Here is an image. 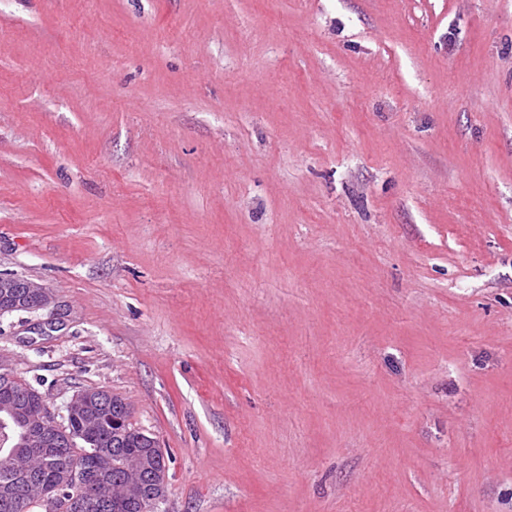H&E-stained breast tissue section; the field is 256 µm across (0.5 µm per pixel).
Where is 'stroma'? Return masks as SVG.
<instances>
[{
    "mask_svg": "<svg viewBox=\"0 0 512 512\" xmlns=\"http://www.w3.org/2000/svg\"><path fill=\"white\" fill-rule=\"evenodd\" d=\"M0 272L158 512H512V0H0ZM53 302L52 295L27 278L0 273V317L15 312H35Z\"/></svg>",
    "mask_w": 512,
    "mask_h": 512,
    "instance_id": "35a3bbf8",
    "label": "stroma"
}]
</instances>
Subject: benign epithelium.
Wrapping results in <instances>:
<instances>
[{"label":"benign epithelium","instance_id":"benign-epithelium-1","mask_svg":"<svg viewBox=\"0 0 512 512\" xmlns=\"http://www.w3.org/2000/svg\"><path fill=\"white\" fill-rule=\"evenodd\" d=\"M53 302L52 295L36 286L27 278L0 273V317L15 312H35L45 309ZM35 412L28 413L19 408H10L0 415V424L11 426L15 433L14 447L22 448L32 456H42L48 448H59L62 443L58 437L66 435L68 444H78L92 438H104V431L109 425L116 426L112 437L124 434L119 428L122 420L114 419L107 412L112 401V393L104 389H82L76 391L64 406L57 411H45L48 407L46 396L36 390H28L23 397ZM140 441L160 461V468L155 470L148 484L142 483L139 473L126 468L125 481L131 493L138 495L142 505L151 509L165 500L167 494V459L165 450L160 448L157 440L144 433ZM70 480L78 494L67 504H75L83 509L93 506L101 512L118 509L122 501L111 493L112 462L100 460L98 475L92 477L79 466L72 468Z\"/></svg>","mask_w":512,"mask_h":512}]
</instances>
